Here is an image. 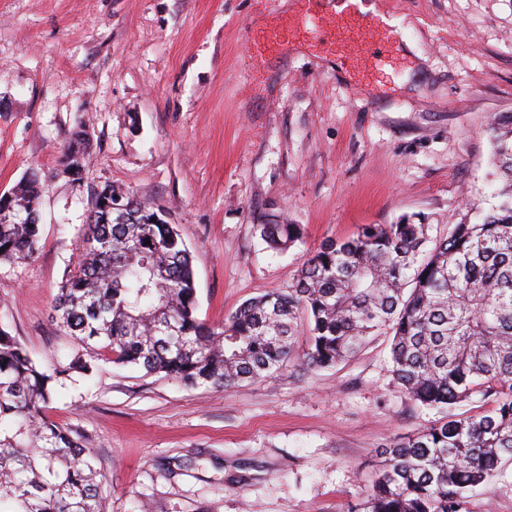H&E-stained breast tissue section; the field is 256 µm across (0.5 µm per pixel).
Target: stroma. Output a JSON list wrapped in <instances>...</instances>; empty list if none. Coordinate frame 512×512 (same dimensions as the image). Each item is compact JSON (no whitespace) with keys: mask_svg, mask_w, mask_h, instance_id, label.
Listing matches in <instances>:
<instances>
[{"mask_svg":"<svg viewBox=\"0 0 512 512\" xmlns=\"http://www.w3.org/2000/svg\"><path fill=\"white\" fill-rule=\"evenodd\" d=\"M404 48L361 76L331 41L271 32L304 0H0V194L38 170L41 241L0 264V326L33 358L76 346L52 312L109 184L163 208L194 249L198 317L288 289L311 250L417 214L445 237L488 199L491 114L512 113V0H375ZM81 180L61 175L75 128ZM299 225L281 253L258 225ZM304 341L271 378L227 389L98 360L46 415L93 459L106 512H351L384 444L434 420L379 336L328 369ZM512 512V462L467 494Z\"/></svg>","mask_w":512,"mask_h":512,"instance_id":"obj_1","label":"stroma"}]
</instances>
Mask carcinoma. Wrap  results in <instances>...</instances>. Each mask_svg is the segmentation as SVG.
<instances>
[{"label":"carcinoma","mask_w":512,"mask_h":512,"mask_svg":"<svg viewBox=\"0 0 512 512\" xmlns=\"http://www.w3.org/2000/svg\"><path fill=\"white\" fill-rule=\"evenodd\" d=\"M495 202L430 243L403 217L328 239L292 287L243 302L221 326L197 316L193 256L162 211L106 184L96 193L81 259L53 311L87 352L188 386L271 377L306 335L304 363L328 368L376 336L414 403L439 418L381 447L354 512H465L466 493L512 461V113L488 124ZM90 142L73 132L63 173L81 179ZM47 185L36 171L0 195V263L32 259ZM275 250L294 224H260ZM94 364L80 353L41 363L0 327V512H105L98 472L78 440L45 415L57 389ZM479 404L458 414L452 409Z\"/></svg>","instance_id":"carcinoma-1"}]
</instances>
